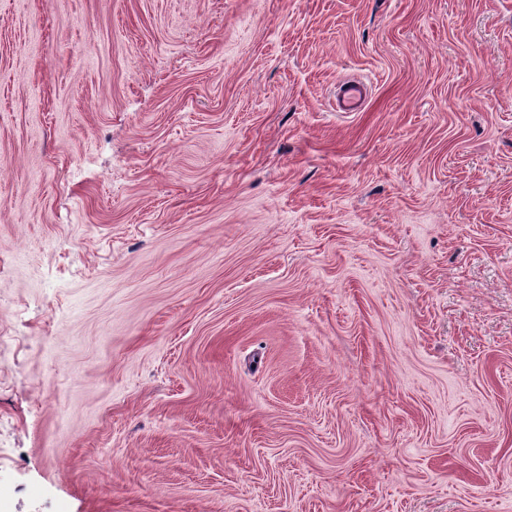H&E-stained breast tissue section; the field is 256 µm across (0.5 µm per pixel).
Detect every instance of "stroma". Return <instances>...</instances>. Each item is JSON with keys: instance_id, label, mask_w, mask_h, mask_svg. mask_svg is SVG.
I'll use <instances>...</instances> for the list:
<instances>
[{"instance_id": "obj_1", "label": "stroma", "mask_w": 512, "mask_h": 512, "mask_svg": "<svg viewBox=\"0 0 512 512\" xmlns=\"http://www.w3.org/2000/svg\"><path fill=\"white\" fill-rule=\"evenodd\" d=\"M0 512H512V0H0ZM363 94L364 85L361 81H346L340 88V97L338 99L340 109L345 112H353L361 102Z\"/></svg>"}]
</instances>
